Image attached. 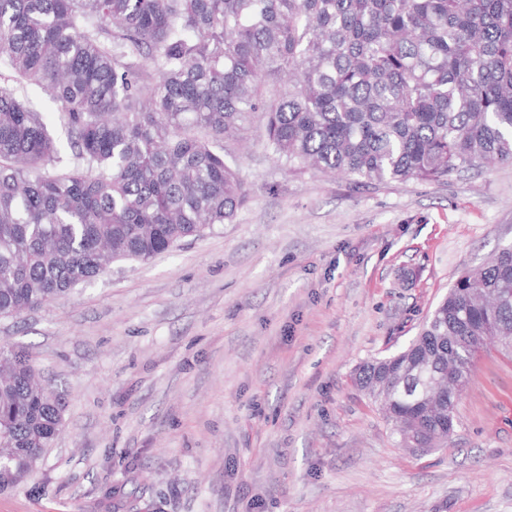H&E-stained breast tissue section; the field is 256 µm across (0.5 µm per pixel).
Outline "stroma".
I'll return each instance as SVG.
<instances>
[{
    "label": "stroma",
    "instance_id": "obj_1",
    "mask_svg": "<svg viewBox=\"0 0 512 512\" xmlns=\"http://www.w3.org/2000/svg\"><path fill=\"white\" fill-rule=\"evenodd\" d=\"M237 155L233 223L0 318L64 402L0 512H512V357L478 358L427 452L351 382L512 246V165L357 188L288 171L255 131Z\"/></svg>",
    "mask_w": 512,
    "mask_h": 512
}]
</instances>
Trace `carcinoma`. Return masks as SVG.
<instances>
[{
  "mask_svg": "<svg viewBox=\"0 0 512 512\" xmlns=\"http://www.w3.org/2000/svg\"><path fill=\"white\" fill-rule=\"evenodd\" d=\"M59 104L69 158L26 89ZM261 123L291 172L441 182L512 163V0H0V316L64 298L230 224L248 201L233 141ZM512 336V247L464 271L403 350L360 364L398 446L454 433L421 378L465 384L472 346ZM0 471L62 426V397L0 340ZM386 367L410 387L377 393Z\"/></svg>",
  "mask_w": 512,
  "mask_h": 512,
  "instance_id": "1",
  "label": "carcinoma"
}]
</instances>
